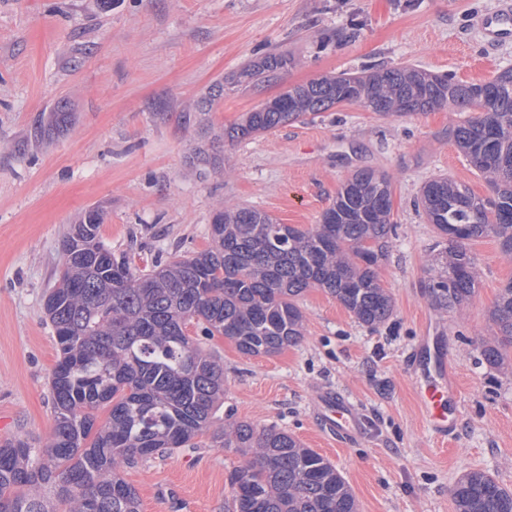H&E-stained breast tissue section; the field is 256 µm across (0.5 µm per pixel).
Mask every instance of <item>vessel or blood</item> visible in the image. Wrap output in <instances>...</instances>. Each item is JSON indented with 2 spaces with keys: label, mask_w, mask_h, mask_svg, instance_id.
I'll list each match as a JSON object with an SVG mask.
<instances>
[{
  "label": "vessel or blood",
  "mask_w": 512,
  "mask_h": 512,
  "mask_svg": "<svg viewBox=\"0 0 512 512\" xmlns=\"http://www.w3.org/2000/svg\"><path fill=\"white\" fill-rule=\"evenodd\" d=\"M481 29L488 41L495 42L512 35V8L502 7L496 13L480 20ZM458 395L454 376L444 361L434 360L426 365L419 380V396L429 428L441 437L452 434L456 415L449 408L450 400ZM323 422L332 432L345 436L356 424L350 403L342 397H329L323 403Z\"/></svg>",
  "instance_id": "vessel-or-blood-1"
}]
</instances>
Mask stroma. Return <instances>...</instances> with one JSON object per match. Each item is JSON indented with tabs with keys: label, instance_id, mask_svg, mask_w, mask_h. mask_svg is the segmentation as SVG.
<instances>
[{
	"label": "stroma",
	"instance_id": "35a3bbf8",
	"mask_svg": "<svg viewBox=\"0 0 512 512\" xmlns=\"http://www.w3.org/2000/svg\"><path fill=\"white\" fill-rule=\"evenodd\" d=\"M501 0H0V442L44 447L53 430L48 380L58 359L44 300L61 265V240L88 207H101L102 240L142 272L203 250L224 204L279 223H317L340 183L360 168L386 174L397 226L379 269L393 314L359 324L319 288L300 299L302 341L247 357L224 337L190 336L224 363L225 419L274 426L328 459L359 512H455L453 489L470 470L512 492V369L482 363L480 342L512 260L494 239L473 241L481 276L462 313L433 309L424 272L439 234L415 202L425 182L448 176L479 197L487 176L448 138L460 113L445 108L382 118L346 104L240 141L225 130L288 87L371 64L415 65L456 80L512 67V39L488 47L477 18ZM294 57L275 82L225 91L196 106L248 61ZM73 120L51 140L35 130L58 104ZM224 158L199 177L196 149ZM459 385L455 438L428 428L416 400L418 350L427 337ZM345 396L356 427L328 433L321 405ZM243 461L211 433L193 447L124 469L141 512H226L228 477Z\"/></svg>",
	"mask_w": 512,
	"mask_h": 512
}]
</instances>
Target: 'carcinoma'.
I'll use <instances>...</instances> for the list:
<instances>
[{
  "instance_id": "1",
  "label": "carcinoma",
  "mask_w": 512,
  "mask_h": 512,
  "mask_svg": "<svg viewBox=\"0 0 512 512\" xmlns=\"http://www.w3.org/2000/svg\"><path fill=\"white\" fill-rule=\"evenodd\" d=\"M286 68L288 54L270 53L210 86L198 109L211 111L228 85L268 83ZM347 103L382 117L442 107L467 113L448 138L490 176L493 196L437 177L418 202L445 241L425 268L429 301L438 311L462 312L480 277L469 242L493 238L512 258V67L480 83L380 65L362 76H325L245 113L224 135L250 138ZM69 121L70 113L55 112L40 134L52 137ZM391 212L389 178L360 170L315 224L300 228L225 207L213 215L207 248L159 259L145 275L105 247L103 210L86 209L62 240L61 276L44 302L58 347L49 382L54 428L42 448L20 437L0 445V512H141L124 466L184 448L210 429L220 447L246 457L229 475L230 512H358L336 467L287 432L230 418L212 429L224 364L187 325L230 339L243 354L273 355L302 340L298 298L321 288L358 323L377 327L392 315L378 273L395 235ZM490 320L497 340L481 344L480 354L498 368L512 345V281ZM103 408L108 416L99 424ZM453 500L455 512H512V492L479 470L456 484Z\"/></svg>"
}]
</instances>
